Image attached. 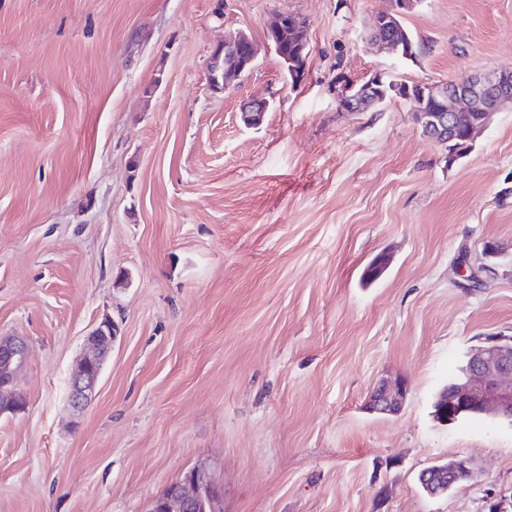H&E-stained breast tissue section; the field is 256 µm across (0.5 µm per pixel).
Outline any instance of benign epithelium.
Returning a JSON list of instances; mask_svg holds the SVG:
<instances>
[{
	"mask_svg": "<svg viewBox=\"0 0 512 512\" xmlns=\"http://www.w3.org/2000/svg\"><path fill=\"white\" fill-rule=\"evenodd\" d=\"M390 11L376 17L371 29V44L386 50L399 59L413 60V47L401 50L400 20L411 11L418 0H391ZM290 28L292 46L301 55L309 48L307 24L293 13H278L266 25L267 50L286 55L282 42H273L275 35ZM260 48L251 34L240 30L224 38L210 60V80L213 86L228 89L256 63ZM384 74L374 73L362 88L345 78L336 83V100L345 112H365L386 101L381 89ZM412 101L413 112L424 135L440 145H448L464 132L473 141L495 112L512 110V67H501L486 74H471L448 82L420 83L415 94L405 95ZM270 102L251 98L240 108V119L248 128L262 124ZM118 327L104 319L84 339V354L71 378L69 403L81 413L89 403L102 372L104 358L112 350ZM28 348L24 340L0 336V413L16 414L25 407L16 383L27 363ZM406 389L401 385L379 384L371 393L369 408L381 414H393L401 406ZM448 411L459 416L474 408L491 414L512 426V338L498 336L486 339L484 345L466 355L463 374L450 386L444 396ZM473 470L464 459H457L423 470L419 481L431 495H440L460 482ZM223 490L200 469L187 472L154 499L149 512H220Z\"/></svg>",
	"mask_w": 512,
	"mask_h": 512,
	"instance_id": "1",
	"label": "benign epithelium"
}]
</instances>
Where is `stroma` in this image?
Instances as JSON below:
<instances>
[{
    "label": "stroma",
    "instance_id": "1",
    "mask_svg": "<svg viewBox=\"0 0 512 512\" xmlns=\"http://www.w3.org/2000/svg\"><path fill=\"white\" fill-rule=\"evenodd\" d=\"M391 0H0V336L29 348L0 416V512H148L200 468L224 512H512V427L439 423L466 354L512 336V111L454 163L402 99L336 80L512 67V0H419L415 61L375 52ZM308 25L305 78L225 36ZM272 103L245 127L241 104ZM500 252L501 275L467 278ZM386 266L367 278L378 259ZM119 334L82 413L85 336ZM397 413L370 412L381 381ZM466 459L431 496L419 473ZM260 48L250 33L240 30L224 38L210 60V80L214 87L228 89L256 63ZM384 74L375 72L362 88L357 89L358 82L339 78L336 83V100L339 108L346 112H365L383 104L386 93L380 88L384 83ZM406 394V389L401 385L379 384L371 393L368 402L373 412L381 414H393L401 406Z\"/></svg>",
    "mask_w": 512,
    "mask_h": 512
}]
</instances>
